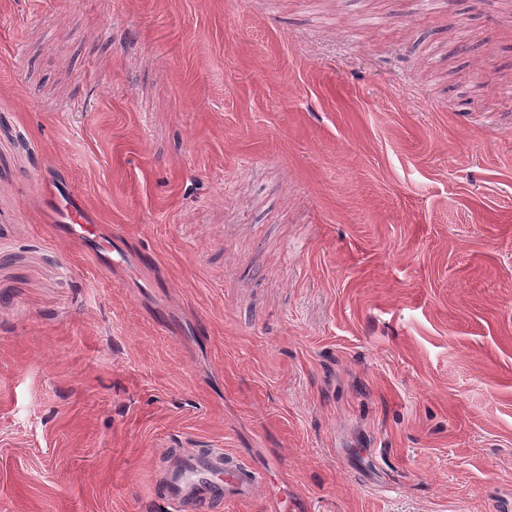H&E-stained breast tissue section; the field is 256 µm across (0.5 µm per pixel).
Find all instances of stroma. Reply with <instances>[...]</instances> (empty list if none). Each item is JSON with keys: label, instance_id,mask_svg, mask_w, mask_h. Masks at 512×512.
Wrapping results in <instances>:
<instances>
[{"label": "stroma", "instance_id": "1", "mask_svg": "<svg viewBox=\"0 0 512 512\" xmlns=\"http://www.w3.org/2000/svg\"><path fill=\"white\" fill-rule=\"evenodd\" d=\"M171 448L512 502V0H0V512H167ZM60 196L57 224H66L70 234L77 239H86L94 235L96 225L86 215L79 199L70 191Z\"/></svg>", "mask_w": 512, "mask_h": 512}]
</instances>
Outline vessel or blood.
Segmentation results:
<instances>
[{
  "label": "vessel or blood",
  "mask_w": 512,
  "mask_h": 512,
  "mask_svg": "<svg viewBox=\"0 0 512 512\" xmlns=\"http://www.w3.org/2000/svg\"><path fill=\"white\" fill-rule=\"evenodd\" d=\"M58 221L78 239L89 238L96 230L79 199L69 191L61 197ZM268 474L265 468L242 466L237 456L221 448L206 452L177 448L162 473L159 491L173 512H205L214 503L251 499L268 486Z\"/></svg>",
  "instance_id": "b4317fda"
}]
</instances>
